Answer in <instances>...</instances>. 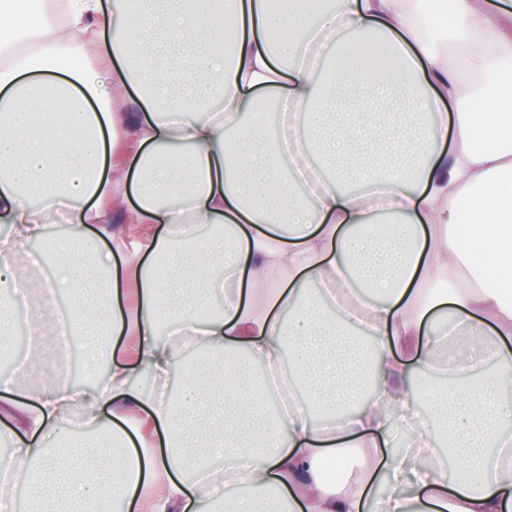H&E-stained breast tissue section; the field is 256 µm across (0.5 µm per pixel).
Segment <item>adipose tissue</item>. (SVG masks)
I'll list each match as a JSON object with an SVG mask.
<instances>
[{"label":"adipose tissue","mask_w":512,"mask_h":512,"mask_svg":"<svg viewBox=\"0 0 512 512\" xmlns=\"http://www.w3.org/2000/svg\"><path fill=\"white\" fill-rule=\"evenodd\" d=\"M451 11L69 0L61 25L22 0L0 8V348L25 321L44 332L26 370L56 354L64 295L72 334L96 340L86 385L59 372L32 400L0 380V473L37 512H512V9ZM49 87L61 106L47 114ZM265 98L278 130L255 109ZM43 264L50 292L32 303ZM163 318L218 353L210 389L186 375L171 388L184 347L160 337ZM447 349L461 379L422 414L410 372H440ZM482 358L491 379L473 372ZM252 360L282 369L299 397L288 417L266 416L267 380L240 387ZM140 369L153 387L134 385ZM75 409L108 422L123 455L56 453ZM206 411L219 429L205 458L247 496L188 474L179 446ZM392 420L416 444L388 464ZM347 448L362 451L354 475Z\"/></svg>","instance_id":"ef3b65f1"}]
</instances>
